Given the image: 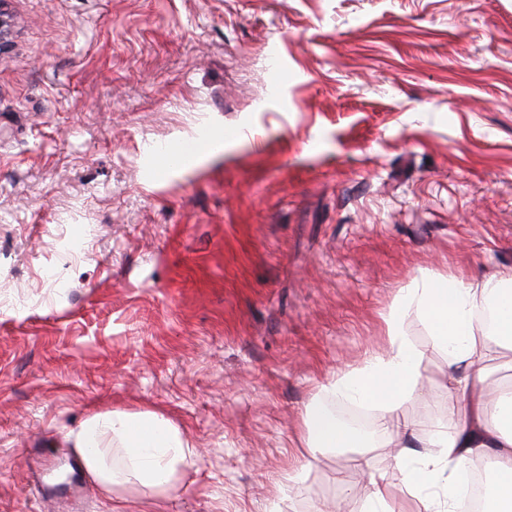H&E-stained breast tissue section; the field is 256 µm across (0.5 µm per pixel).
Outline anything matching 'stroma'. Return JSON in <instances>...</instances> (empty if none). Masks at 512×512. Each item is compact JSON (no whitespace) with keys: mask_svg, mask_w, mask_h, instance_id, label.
Wrapping results in <instances>:
<instances>
[{"mask_svg":"<svg viewBox=\"0 0 512 512\" xmlns=\"http://www.w3.org/2000/svg\"><path fill=\"white\" fill-rule=\"evenodd\" d=\"M0 512H109L61 434L153 411L196 467L128 512H364L382 447L302 413L420 273L512 271V0H8ZM222 147L185 166L186 142ZM423 402L445 352L422 320ZM304 470L303 482L282 486Z\"/></svg>","mask_w":512,"mask_h":512,"instance_id":"stroma-1","label":"stroma"}]
</instances>
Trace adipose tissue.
I'll return each instance as SVG.
<instances>
[{
    "label": "adipose tissue",
    "mask_w": 512,
    "mask_h": 512,
    "mask_svg": "<svg viewBox=\"0 0 512 512\" xmlns=\"http://www.w3.org/2000/svg\"><path fill=\"white\" fill-rule=\"evenodd\" d=\"M489 307L495 313L490 328L482 320ZM411 314L425 322L434 347L448 355L445 419L420 431L397 416L408 399L419 398L425 360L403 329ZM382 320L381 351L371 353L361 366L339 371L306 406L301 433L305 452L396 449L406 505L395 508L391 488L374 473L367 512H462L461 476L474 462L488 459L489 512H512V390L488 383L493 362L502 351H512V274L451 279L421 274L401 289ZM326 395L381 409L378 430L368 436L342 425L324 405ZM61 440L107 495L115 478L103 460L106 442L122 449L126 482L156 493L193 465L182 431L152 411L94 413ZM418 445L423 454L412 455Z\"/></svg>",
    "instance_id": "obj_1"
}]
</instances>
